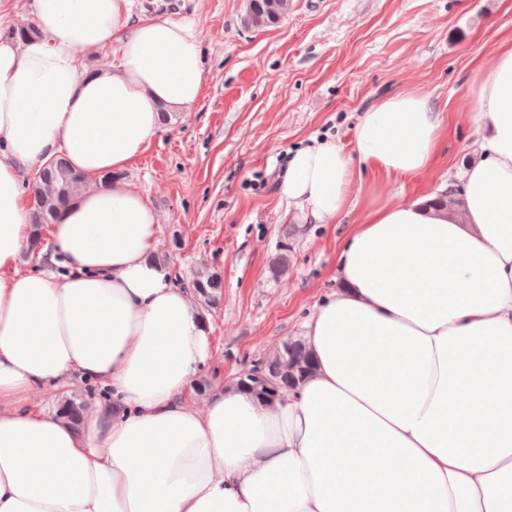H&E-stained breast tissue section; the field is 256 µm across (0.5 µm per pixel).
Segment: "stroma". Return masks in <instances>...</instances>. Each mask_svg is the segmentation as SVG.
<instances>
[{
  "label": "stroma",
  "mask_w": 512,
  "mask_h": 512,
  "mask_svg": "<svg viewBox=\"0 0 512 512\" xmlns=\"http://www.w3.org/2000/svg\"><path fill=\"white\" fill-rule=\"evenodd\" d=\"M153 7L199 21L208 79L200 101L161 125L121 176L162 217L156 252L179 234L175 280L191 281L203 264L223 277L220 302L202 310L213 357L186 394L199 405L301 338L315 303L337 288L346 227L289 223L279 181L291 152L328 136L352 148L362 112L418 87L448 134L426 174L384 179L387 197L460 184L473 138L459 100L473 60L512 34V0H293L288 16L262 28L247 24V0H132L133 11ZM282 253L288 267L273 272Z\"/></svg>",
  "instance_id": "1"
}]
</instances>
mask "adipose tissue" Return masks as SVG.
<instances>
[{"mask_svg": "<svg viewBox=\"0 0 512 512\" xmlns=\"http://www.w3.org/2000/svg\"><path fill=\"white\" fill-rule=\"evenodd\" d=\"M16 7L0 0V512H512V36L460 102L476 134L460 206L368 186L304 324L313 373L271 403L229 383L197 408L209 326L152 257L160 213L118 174L161 110L200 99L198 23L29 0L40 37L23 45L5 35ZM110 47L117 66L83 71ZM443 134L430 95L401 90L352 149L292 153L280 193L300 223H337L364 171L422 174ZM59 156L86 184L23 270L26 176ZM74 377L110 394L78 430L33 401Z\"/></svg>", "mask_w": 512, "mask_h": 512, "instance_id": "ef3b65f1", "label": "adipose tissue"}]
</instances>
